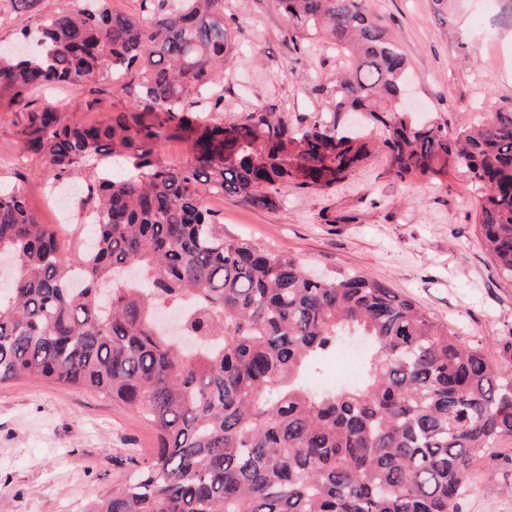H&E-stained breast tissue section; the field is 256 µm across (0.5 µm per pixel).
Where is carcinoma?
Masks as SVG:
<instances>
[{"instance_id":"carcinoma-1","label":"carcinoma","mask_w":512,"mask_h":512,"mask_svg":"<svg viewBox=\"0 0 512 512\" xmlns=\"http://www.w3.org/2000/svg\"><path fill=\"white\" fill-rule=\"evenodd\" d=\"M277 2L286 37L320 34L344 60L335 86L315 88L329 106L291 121L263 107L211 119L233 51L224 0H177L147 18L95 0L22 30L34 51L0 47V103L29 112L26 150L55 180L104 162L89 186L92 242L76 258L0 184L13 268L0 288V384L89 388L157 433L156 454L88 512H461L475 454L512 436V341L495 363L386 283L312 276L292 255L224 235L204 205L227 193L272 208L291 186L354 176L368 132L343 119L359 112L383 130L400 181L471 183L480 243L512 281V105L450 139L399 106L407 59L363 0ZM133 69L140 93L105 127L62 123L48 101L30 108L35 92ZM170 138L191 142L193 159L161 162ZM162 304L185 308L194 351L157 326ZM351 330L371 344L363 380L311 389Z\"/></svg>"}]
</instances>
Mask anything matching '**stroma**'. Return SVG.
Segmentation results:
<instances>
[{"label":"stroma","mask_w":512,"mask_h":512,"mask_svg":"<svg viewBox=\"0 0 512 512\" xmlns=\"http://www.w3.org/2000/svg\"><path fill=\"white\" fill-rule=\"evenodd\" d=\"M72 0H0V45L21 29L71 8ZM366 7L404 51L421 113L456 134L465 120L512 105V0H367ZM224 23L237 52L217 86L214 118L228 122L264 106L289 115L321 111L316 85L332 83L339 63L321 37L285 40L276 0H224ZM137 77L57 88L45 97L61 121L109 123L134 101ZM26 113L0 108V176L24 193L43 224L66 219L85 233L79 207L58 216L46 202L51 175L24 153ZM224 232L300 259L315 272H356L387 282L463 341L482 342L499 360L512 338V282L498 276L478 242V207L469 184L397 180L383 154L329 189L292 188L275 208L237 197H207ZM152 429L131 411L88 389L17 380L0 384V512H86L150 458ZM462 512H512V437L478 453Z\"/></svg>","instance_id":"stroma-1"}]
</instances>
